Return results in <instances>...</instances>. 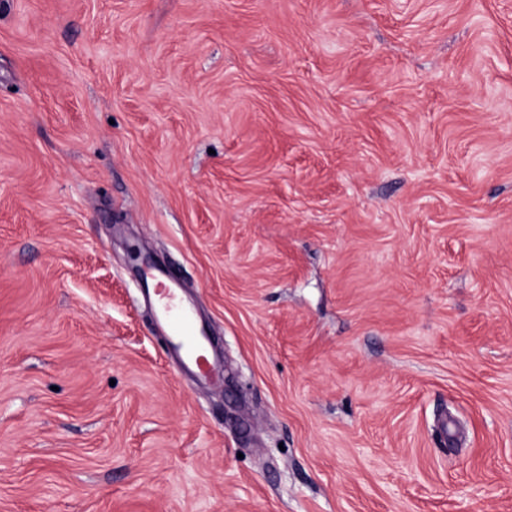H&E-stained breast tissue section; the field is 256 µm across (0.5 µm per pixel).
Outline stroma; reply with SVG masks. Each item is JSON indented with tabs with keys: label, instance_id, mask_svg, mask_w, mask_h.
<instances>
[{
	"label": "stroma",
	"instance_id": "1",
	"mask_svg": "<svg viewBox=\"0 0 512 512\" xmlns=\"http://www.w3.org/2000/svg\"><path fill=\"white\" fill-rule=\"evenodd\" d=\"M0 512H512V0H0ZM147 277L148 294L155 299L159 293L157 288H162L164 298L168 299L161 306H157L158 320L164 329L166 336L172 343V348L180 357L181 361L192 368L197 376L210 383L222 381V373L212 361L209 354V343L206 337L198 332L196 323L182 303L180 306L177 289L172 288L168 279L155 272H151Z\"/></svg>",
	"mask_w": 512,
	"mask_h": 512
}]
</instances>
